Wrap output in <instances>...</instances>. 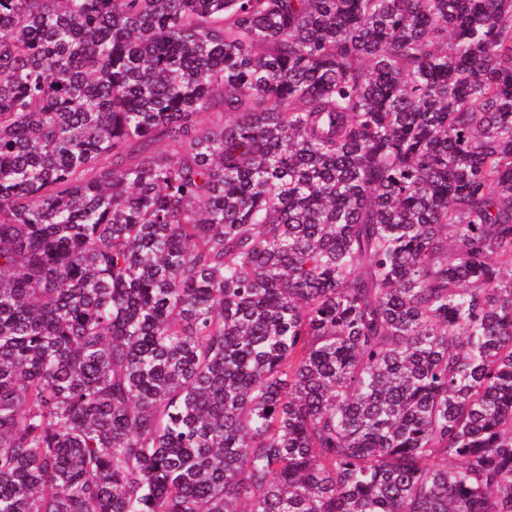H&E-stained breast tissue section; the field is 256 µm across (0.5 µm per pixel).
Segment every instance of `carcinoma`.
<instances>
[{"label":"carcinoma","mask_w":512,"mask_h":512,"mask_svg":"<svg viewBox=\"0 0 512 512\" xmlns=\"http://www.w3.org/2000/svg\"><path fill=\"white\" fill-rule=\"evenodd\" d=\"M0 512H512V0H0Z\"/></svg>","instance_id":"1"}]
</instances>
